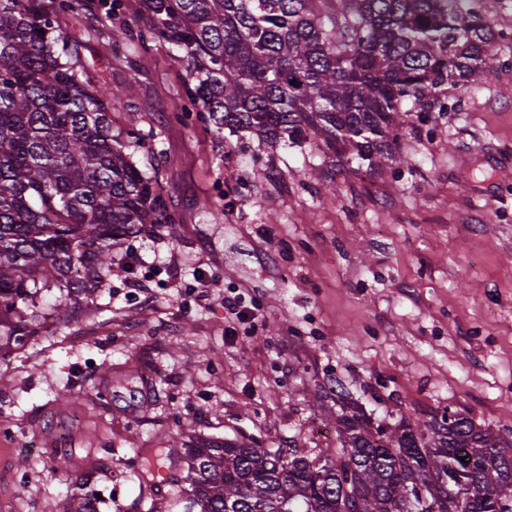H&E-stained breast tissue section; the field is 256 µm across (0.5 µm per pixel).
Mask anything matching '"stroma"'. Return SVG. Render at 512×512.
<instances>
[{
	"mask_svg": "<svg viewBox=\"0 0 512 512\" xmlns=\"http://www.w3.org/2000/svg\"><path fill=\"white\" fill-rule=\"evenodd\" d=\"M465 6L495 33L482 82L450 87L407 126L401 164L374 171L177 121L190 66L173 45L115 56L92 15L63 22L112 86L113 135L131 112L154 131L130 153L160 166L175 221L113 249L93 308L72 301L47 335L0 332V469L26 476L12 512H65L88 490L98 512H188L183 455L200 439L334 454L312 404L335 407V380L377 418L450 408L512 429V0ZM239 289L255 317L230 324ZM154 464L172 481H147Z\"/></svg>",
	"mask_w": 512,
	"mask_h": 512,
	"instance_id": "35a3bbf8",
	"label": "stroma"
}]
</instances>
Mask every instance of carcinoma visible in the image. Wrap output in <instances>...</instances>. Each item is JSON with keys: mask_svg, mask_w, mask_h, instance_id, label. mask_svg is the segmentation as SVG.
I'll use <instances>...</instances> for the list:
<instances>
[{"mask_svg": "<svg viewBox=\"0 0 512 512\" xmlns=\"http://www.w3.org/2000/svg\"><path fill=\"white\" fill-rule=\"evenodd\" d=\"M463 0H144L141 47L177 46L187 99L217 131L274 151L317 140L333 166L393 160L410 117L445 108L483 72L495 34ZM90 0H0V327L30 336L41 291L59 312L107 286L112 247L171 224L160 172L112 135V89L60 19ZM128 29L111 30V53ZM297 85H292V82ZM411 102L416 111L404 112ZM82 270L78 279L73 269ZM336 454L286 455L239 439L187 449L199 512H512V431L450 411L375 419L336 383ZM95 493L69 512H97Z\"/></svg>", "mask_w": 512, "mask_h": 512, "instance_id": "cac0c4a2", "label": "carcinoma"}]
</instances>
